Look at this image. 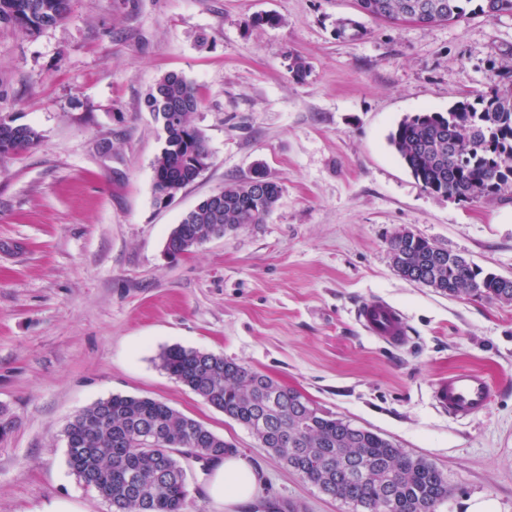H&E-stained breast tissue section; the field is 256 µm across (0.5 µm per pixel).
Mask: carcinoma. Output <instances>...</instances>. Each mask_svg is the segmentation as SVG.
<instances>
[{
  "mask_svg": "<svg viewBox=\"0 0 512 512\" xmlns=\"http://www.w3.org/2000/svg\"><path fill=\"white\" fill-rule=\"evenodd\" d=\"M411 0H357L373 19L406 21ZM450 14L434 22H458L473 0H446ZM71 0H0V25L35 32L67 20ZM479 13L495 19L512 13V0H481ZM160 124L164 145L156 156L154 187L161 201L173 199L209 167L204 133L193 124L202 106L184 75L160 76L145 96ZM30 125L0 115V159L26 152L39 141ZM400 159L428 192L469 200L512 195V63L478 102L459 101L446 112L403 118L388 137ZM281 186L257 169L229 184L216 199H203L171 230L166 250L180 257L199 240L222 237L247 224H261L275 208ZM394 268L412 282L450 296L512 303L504 277L486 272L429 239L390 242ZM169 376L228 418L243 425L261 447L297 470L321 492L356 512H436L448 499V480L422 457L391 440L325 413L308 399L294 406L296 390L224 356L173 346L159 356ZM68 465L76 479L110 506V512H184L185 463L171 448H192L207 466L231 446L204 423L149 397L113 394L82 409L67 425Z\"/></svg>",
  "mask_w": 512,
  "mask_h": 512,
  "instance_id": "1",
  "label": "carcinoma"
}]
</instances>
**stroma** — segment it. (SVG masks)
I'll list each match as a JSON object with an SVG mask.
<instances>
[{
    "label": "stroma",
    "instance_id": "obj_1",
    "mask_svg": "<svg viewBox=\"0 0 512 512\" xmlns=\"http://www.w3.org/2000/svg\"><path fill=\"white\" fill-rule=\"evenodd\" d=\"M266 14L278 24L250 25ZM357 15L355 0H72L58 26L0 27V113L40 134L0 159V416L13 422L0 512L57 500L110 512L71 473L64 430L114 394L204 423L261 471L266 503L352 512L163 371L174 345L266 374L427 459L450 487L437 512H512V303L407 282L389 248L406 228L512 278V197L431 194L388 142L404 117L490 90L512 56V14L368 19L363 37L340 36L337 20ZM168 72L199 88L212 159L162 204L163 133L144 97ZM258 163L282 187L265 222L168 257L182 217ZM371 298L404 314V346L360 329L355 309ZM462 370L486 375L493 397L456 420L429 391ZM210 477L191 464L185 512H254L211 499Z\"/></svg>",
    "mask_w": 512,
    "mask_h": 512
}]
</instances>
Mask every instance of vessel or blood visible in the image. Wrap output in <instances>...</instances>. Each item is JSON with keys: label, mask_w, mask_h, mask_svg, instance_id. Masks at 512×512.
<instances>
[{"label": "vessel or blood", "mask_w": 512, "mask_h": 512, "mask_svg": "<svg viewBox=\"0 0 512 512\" xmlns=\"http://www.w3.org/2000/svg\"><path fill=\"white\" fill-rule=\"evenodd\" d=\"M355 319L362 330L379 342L392 347L408 339L405 316L396 307L381 299L360 303ZM492 387L487 378L477 372L463 371L436 380L430 389L433 404L455 419H466L485 411L491 399Z\"/></svg>", "instance_id": "vessel-or-blood-1"}]
</instances>
